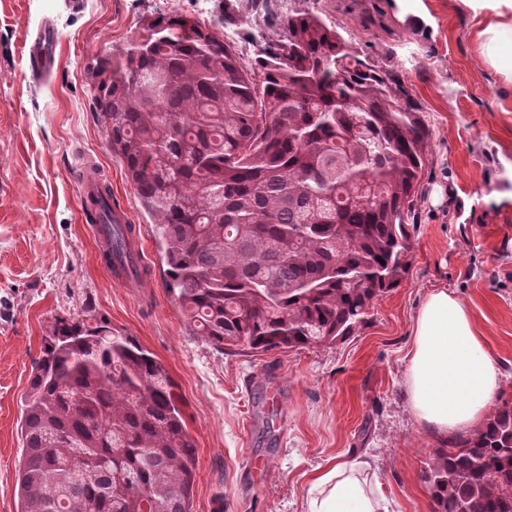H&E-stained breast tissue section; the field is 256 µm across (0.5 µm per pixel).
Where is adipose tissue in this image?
I'll list each match as a JSON object with an SVG mask.
<instances>
[{"label": "adipose tissue", "mask_w": 512, "mask_h": 512, "mask_svg": "<svg viewBox=\"0 0 512 512\" xmlns=\"http://www.w3.org/2000/svg\"><path fill=\"white\" fill-rule=\"evenodd\" d=\"M480 13L475 32L487 61L512 78V0H468ZM405 394L416 419L431 431L476 428L499 398L502 375L485 350L466 305L447 290L430 292L417 312L405 370ZM366 455L350 454L316 473L305 512H389Z\"/></svg>", "instance_id": "1"}]
</instances>
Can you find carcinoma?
I'll list each match as a JSON object with an SVG mask.
<instances>
[{
    "label": "carcinoma",
    "mask_w": 512,
    "mask_h": 512,
    "mask_svg": "<svg viewBox=\"0 0 512 512\" xmlns=\"http://www.w3.org/2000/svg\"><path fill=\"white\" fill-rule=\"evenodd\" d=\"M269 0L226 4L224 25ZM255 56L179 13L143 20L88 70L109 148L156 224L165 288L221 352L353 335L405 278L431 133L401 70L319 13ZM112 228V192L90 198ZM166 365L103 324L57 326L24 401L18 512H189L196 445ZM435 512H512V402L434 449Z\"/></svg>",
    "instance_id": "cac0c4a2"
}]
</instances>
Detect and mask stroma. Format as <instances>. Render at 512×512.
I'll return each mask as SVG.
<instances>
[{
	"label": "stroma",
	"instance_id": "35a3bbf8",
	"mask_svg": "<svg viewBox=\"0 0 512 512\" xmlns=\"http://www.w3.org/2000/svg\"><path fill=\"white\" fill-rule=\"evenodd\" d=\"M226 0H0V512L21 459L22 399L60 322H103L168 368L197 447L190 512H303L312 476L365 452L394 512H434L423 472L442 437L404 394L414 318L448 289L468 306L512 402V80L481 56L464 0H272L260 24L312 9L371 59L398 66L432 131L409 272L348 339L264 356L215 350L166 291L152 218L140 207L93 106L88 66L144 17L210 22ZM371 17L375 26L364 27ZM51 23L58 67L30 77L26 33ZM95 162L138 246L120 280L82 215L78 179ZM279 401H272L271 390Z\"/></svg>",
	"mask_w": 512,
	"mask_h": 512
}]
</instances>
